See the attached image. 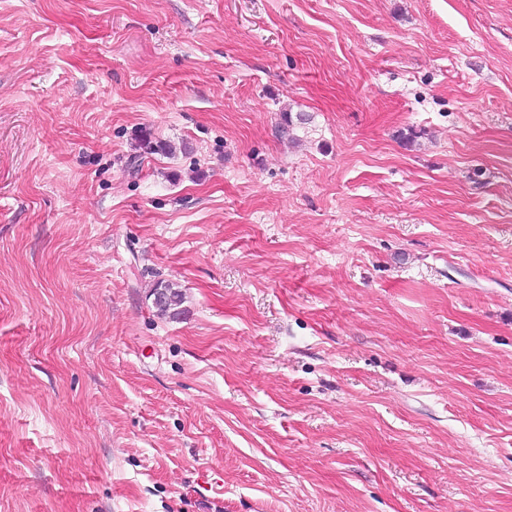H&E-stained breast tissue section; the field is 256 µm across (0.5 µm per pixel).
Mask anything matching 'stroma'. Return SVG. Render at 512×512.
Listing matches in <instances>:
<instances>
[{"mask_svg":"<svg viewBox=\"0 0 512 512\" xmlns=\"http://www.w3.org/2000/svg\"><path fill=\"white\" fill-rule=\"evenodd\" d=\"M0 512H512V0H0ZM157 288H165L166 296L164 298V289H158L157 298L163 300L155 301V291ZM154 295V305L157 308L159 314L168 315L171 318H176L182 314L181 305L183 303L182 293L173 287L172 284H163L158 285L153 292Z\"/></svg>","mask_w":512,"mask_h":512,"instance_id":"obj_1","label":"stroma"}]
</instances>
